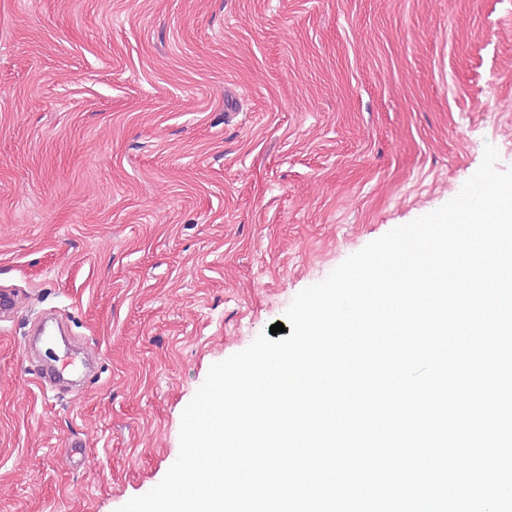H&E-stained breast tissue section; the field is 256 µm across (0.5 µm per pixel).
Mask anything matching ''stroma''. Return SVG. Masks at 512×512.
<instances>
[{"mask_svg": "<svg viewBox=\"0 0 512 512\" xmlns=\"http://www.w3.org/2000/svg\"><path fill=\"white\" fill-rule=\"evenodd\" d=\"M489 145L512 169V0H0V512L150 492L211 367Z\"/></svg>", "mask_w": 512, "mask_h": 512, "instance_id": "35a3bbf8", "label": "stroma"}]
</instances>
